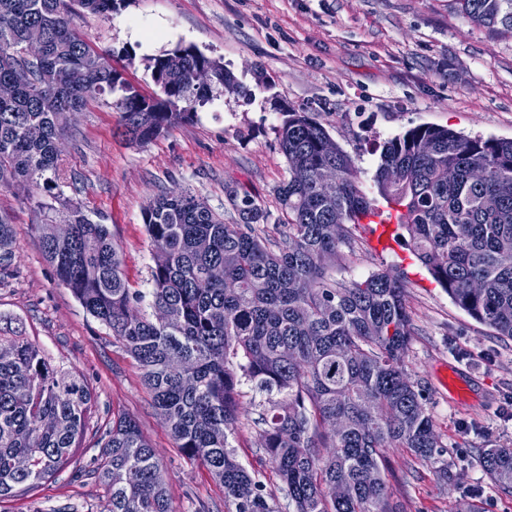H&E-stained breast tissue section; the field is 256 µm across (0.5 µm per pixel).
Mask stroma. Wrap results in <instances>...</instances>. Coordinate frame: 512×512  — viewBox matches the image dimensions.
I'll list each match as a JSON object with an SVG mask.
<instances>
[{
	"label": "stroma",
	"instance_id": "obj_1",
	"mask_svg": "<svg viewBox=\"0 0 512 512\" xmlns=\"http://www.w3.org/2000/svg\"><path fill=\"white\" fill-rule=\"evenodd\" d=\"M76 30L142 93L158 94L147 60L193 46L223 60L239 85H213L194 120L135 145L119 137L120 112L110 97L75 113L61 145L59 183L89 219L107 225L132 290L151 312L154 264L142 213L157 196L188 190L225 223L238 214L224 189L233 187L268 209L265 235L284 226L275 189L288 178L277 130L286 112L321 123L361 168L370 196L378 148L419 125L471 137L512 139V36L472 23L453 0H123L104 19L75 16ZM0 210L12 220L17 267L0 280V311L20 317L29 336L88 382L96 401L94 433L78 462L36 491L0 502V512H109L93 471L98 437L125 413L138 423L163 470L174 512H224V494L207 471L176 448L153 408L142 371L122 343L87 314L44 260L35 216L15 190L0 187ZM365 224L341 247L336 275L362 279L391 269L405 284L413 336L405 356L424 387L427 408L448 456V480L403 448L386 451L383 477L401 512H512L481 461L488 444L512 446V339L497 336L454 304L405 247L377 253ZM455 373L465 388L451 396L441 378ZM261 399L239 387V419L228 442L280 506L288 500L262 449Z\"/></svg>",
	"mask_w": 512,
	"mask_h": 512
}]
</instances>
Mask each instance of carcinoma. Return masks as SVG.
<instances>
[{
  "instance_id": "obj_1",
  "label": "carcinoma",
  "mask_w": 512,
  "mask_h": 512,
  "mask_svg": "<svg viewBox=\"0 0 512 512\" xmlns=\"http://www.w3.org/2000/svg\"><path fill=\"white\" fill-rule=\"evenodd\" d=\"M467 19L512 34V0H456ZM103 18L119 0H0V187H18L38 211L43 255L83 309L119 340L142 370L153 407L176 447L224 492L226 512H282L273 494L229 449L242 381L265 395L262 448L286 487L288 512H395L382 475L385 450L407 448L448 478V459L421 389L404 364L412 336L404 282L392 270L362 280L333 275L349 224L395 221L406 245L453 302L512 339V140L469 138L419 125L386 141L374 182L326 129L290 112L277 130L288 179L277 189L286 220L278 241L260 225L271 214L228 191L240 222L224 223L196 196H158L143 212L152 243V307L138 310L107 225L59 189L65 112L89 97L120 93L121 134L145 143L195 116L212 84L236 89L223 62L193 46L149 60L161 95H144L71 26L74 8ZM31 28L43 32L39 63L5 57ZM180 55L172 69L169 56ZM74 67L85 73L78 88ZM211 82L200 81L203 70ZM37 126L33 139L28 129ZM336 171V191L318 173ZM71 225L56 239L45 220ZM16 241L0 213V275ZM94 395L80 374L55 363L23 321L0 312V501L36 490L72 461L86 437ZM95 470L110 512H173L153 448L137 422L112 421ZM488 477L512 495V448L483 449ZM342 483L346 496L336 498Z\"/></svg>"
}]
</instances>
